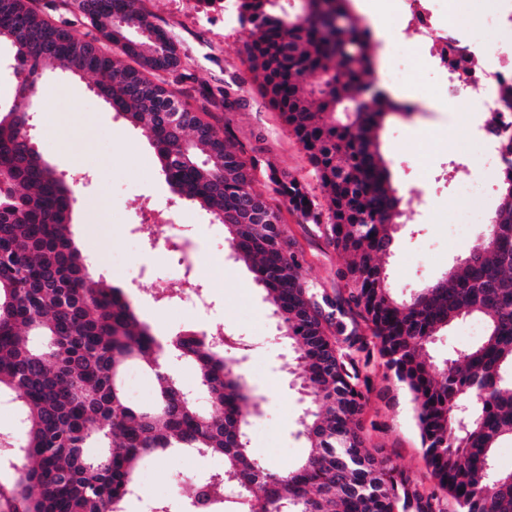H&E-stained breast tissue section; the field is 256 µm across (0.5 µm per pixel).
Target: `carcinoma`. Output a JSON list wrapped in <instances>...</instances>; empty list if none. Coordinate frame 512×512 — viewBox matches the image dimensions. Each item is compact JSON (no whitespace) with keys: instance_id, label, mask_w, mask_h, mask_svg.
<instances>
[{"instance_id":"cac0c4a2","label":"carcinoma","mask_w":512,"mask_h":512,"mask_svg":"<svg viewBox=\"0 0 512 512\" xmlns=\"http://www.w3.org/2000/svg\"><path fill=\"white\" fill-rule=\"evenodd\" d=\"M309 2L292 16L280 0H237V8L249 25V68L314 168L328 216L297 179L272 168L275 192L303 220L324 224L349 257L340 271L345 293L334 297L304 279L294 243L253 187L254 164L229 123L210 112L213 91L191 101L175 95L172 86L192 74L137 0H50L91 27L83 37L32 0H0V43L13 50L16 76L13 104L0 115V397L19 410L12 447L23 462L9 486L0 484V512H121L144 457L173 449L224 460V473L202 485L232 486L224 501L239 510L230 512H442L441 493L459 512H512V471L494 468L495 449L512 442V178L499 186L502 202L470 259L396 297L383 258L404 196L377 131L410 109L375 82L376 41L352 0ZM130 29L139 35L127 37ZM51 60L92 75L104 101L149 133L171 191L224 224L232 255L248 264L293 347L292 374L309 398L298 430L309 451L298 466L276 471L249 448L247 408L258 410L259 398L224 355L238 337L189 330L162 340L121 288L91 276L71 233L76 182L42 159L23 110ZM220 94L227 112L243 103L229 84ZM171 103L182 112L177 123ZM465 317L486 321L482 339L435 361L434 336ZM33 335L56 344L39 349ZM370 342L416 405L437 495H423L364 447L359 416L370 376L342 347L363 351ZM169 351L193 363L210 410L161 371ZM133 360L155 377L149 407L130 402L120 386ZM93 439L110 448L99 460L88 453Z\"/></svg>"}]
</instances>
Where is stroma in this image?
I'll return each mask as SVG.
<instances>
[{
  "mask_svg": "<svg viewBox=\"0 0 512 512\" xmlns=\"http://www.w3.org/2000/svg\"><path fill=\"white\" fill-rule=\"evenodd\" d=\"M371 6L391 37L389 66L401 70L403 85L411 87L420 101L435 106L431 112L389 119L380 131L381 152L390 165L394 186L400 194L411 192L422 201L409 221L399 225L394 251L384 259L395 293L406 296L444 275L480 241L483 229L479 226L467 240L452 237L448 217L463 199L454 185L434 180L445 165H467L464 150L472 122L454 103L442 101L441 78L430 69L418 38L405 28L392 0H372ZM139 7L168 32L197 85L213 90L227 83L241 86L242 106L229 113L215 107L217 119L229 120L246 158L255 160L254 186L279 210L289 238L302 255L308 283L331 295L343 289L338 275L345 264L343 254L329 242L322 226L304 222L289 211L268 178L273 168L297 178L319 209H326L327 195L313 167L279 113L261 95L246 62L247 25L225 24L220 10L203 9L197 0H140ZM445 115L452 116V124L442 123ZM32 122L38 150L57 171H80L89 177L74 210L71 232L94 277L124 287L139 320L160 334L188 329L201 320L252 342L242 369L263 402L260 414L249 419L248 429L256 434L250 448L272 469L293 468L306 453L304 440L297 435L304 404L290 385L294 353L281 338L252 273L231 256L223 225L208 211L186 206L180 234L218 256L200 270L212 307L201 319L189 310L173 309L148 290L159 273L165 274L171 289L180 288L179 274L168 269L171 254L163 243L149 242L138 230L145 204L166 207L176 202L146 131L97 97L90 77L58 68L46 69L42 76ZM355 359L372 376L361 415L366 448L409 477L422 493H433L409 392L386 375L378 352L359 353ZM140 468L149 472V481L126 502L124 512H151L156 488L167 483L174 485L177 494L170 510L181 512L180 498L194 484L223 471L224 464L217 456L175 452L146 457Z\"/></svg>",
  "mask_w": 512,
  "mask_h": 512,
  "instance_id": "1",
  "label": "stroma"
}]
</instances>
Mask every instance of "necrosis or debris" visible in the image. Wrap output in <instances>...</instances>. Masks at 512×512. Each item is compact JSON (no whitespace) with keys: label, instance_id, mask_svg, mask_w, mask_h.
I'll list each match as a JSON object with an SVG mask.
<instances>
[{"label":"necrosis or debris","instance_id":"4bbe7bcc","mask_svg":"<svg viewBox=\"0 0 512 512\" xmlns=\"http://www.w3.org/2000/svg\"><path fill=\"white\" fill-rule=\"evenodd\" d=\"M402 21L427 47L433 65L447 77L441 92L464 112H482L486 118L473 137V154L483 171L460 186L463 196H483L488 181L512 172L498 148L500 137L512 136V104L503 99L512 88V46L497 41L503 24L502 10L480 14L476 30L460 35L455 20L437 9V0H401Z\"/></svg>","mask_w":512,"mask_h":512}]
</instances>
